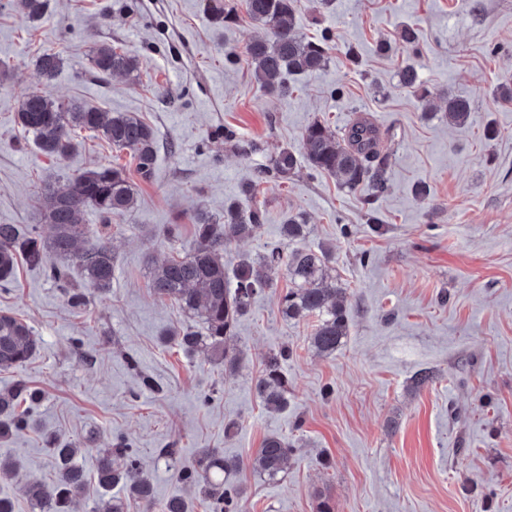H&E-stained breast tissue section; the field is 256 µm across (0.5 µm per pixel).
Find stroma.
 <instances>
[{
  "mask_svg": "<svg viewBox=\"0 0 512 512\" xmlns=\"http://www.w3.org/2000/svg\"><path fill=\"white\" fill-rule=\"evenodd\" d=\"M231 2L237 21L226 27L205 0H50L35 23L0 0V224L50 235L42 188L97 164L122 168L137 194L134 209L112 222V285L87 306L68 300L67 286L83 282L75 263L65 286L24 263L0 284V312L40 339L28 363L0 369V390L23 380L40 395L36 428L0 438V458L48 482V438L95 435L80 458L89 475L99 449L121 441L151 476L157 501L181 497L192 512L212 509L176 470L205 448L240 460L230 477L239 512H316L322 497L333 512H512V102L499 95L512 86V0H295L299 33L326 32L332 43L325 69L289 77L283 98L255 79L246 50L263 29L243 0ZM408 27L418 36L411 50L402 41ZM101 43L134 52L136 78H99L91 55ZM46 49L64 58L49 83L32 64ZM228 50L235 65L224 63ZM410 63L427 97L401 87ZM39 89L137 113L162 145L152 179L91 132L65 159L40 153L17 123L20 100ZM449 94L469 100L471 124L449 126ZM359 112L392 154L390 192L373 199L306 166L269 177L252 199L262 225L224 255L229 271L239 256L260 257L279 243L287 216L302 215L309 244L331 250L350 295L342 345L318 354L313 319L279 314L289 286L282 271L228 341L241 358L236 372L161 343L164 329L199 324L150 288L154 262L190 252V214L223 215L256 167L281 148L301 152L310 122L339 132ZM228 128L260 153L246 158L225 144ZM370 209L377 225L366 222ZM168 224L180 225L178 238L164 237ZM284 345L292 350L283 366L288 406L270 411L254 383ZM424 368L435 378L416 386ZM145 375L154 388L142 385ZM271 435L295 447L272 479L250 465Z\"/></svg>",
  "mask_w": 512,
  "mask_h": 512,
  "instance_id": "1",
  "label": "stroma"
}]
</instances>
